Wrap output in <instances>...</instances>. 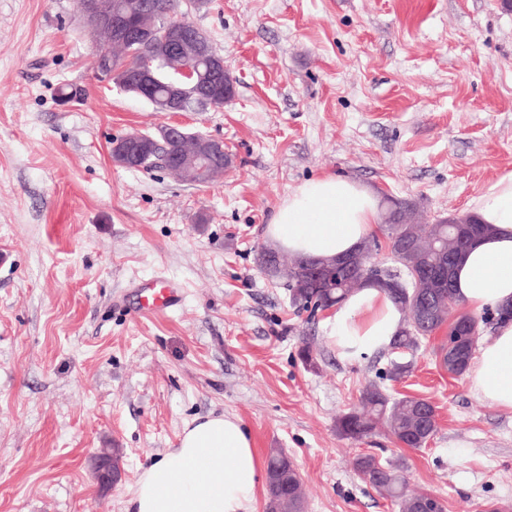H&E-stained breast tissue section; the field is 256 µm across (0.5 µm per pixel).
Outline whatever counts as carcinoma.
I'll return each instance as SVG.
<instances>
[{"mask_svg": "<svg viewBox=\"0 0 512 512\" xmlns=\"http://www.w3.org/2000/svg\"><path fill=\"white\" fill-rule=\"evenodd\" d=\"M148 2L155 5L170 21L180 20L179 0ZM410 208L412 205L403 200L391 201L386 223L381 225L388 249L394 251L402 240L410 239L421 250V257L426 261L435 260L440 249L449 248L456 256L455 261L448 263V287L437 296L424 300L422 308L414 307L401 295H391L406 314L403 327L391 342V346L414 354L423 340L427 339V335L444 325L448 326L450 332L459 328L474 330L478 334L482 332L481 324L484 320L459 309L460 301L454 293V273L465 252L476 240L490 233L491 227L478 223L472 216L466 218L464 224L454 228L443 219L434 224H414L409 228L396 223L397 216ZM282 286L287 288L292 305L299 311H307L313 305L320 309L337 306L354 293L352 288H313L298 274L291 276ZM435 310L448 311L451 321L446 323L435 318ZM473 355L474 348L467 337L455 348L450 349L444 345L436 353L439 363L449 374L455 376L466 372ZM380 425L404 447L422 448L437 431V409L431 401L424 398L393 401L381 387L370 384L360 391L358 406L338 417L336 430L342 438L358 441L374 432ZM356 467L380 496L398 503L400 512H413L415 503L424 497L422 493H408L407 478L399 467L384 464L373 455L358 457ZM267 475V512H303L305 501L301 493L300 473L282 449L270 450Z\"/></svg>", "mask_w": 512, "mask_h": 512, "instance_id": "obj_1", "label": "carcinoma"}]
</instances>
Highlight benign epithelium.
Here are the masks:
<instances>
[{"label":"benign epithelium","instance_id":"benign-epithelium-1","mask_svg":"<svg viewBox=\"0 0 512 512\" xmlns=\"http://www.w3.org/2000/svg\"><path fill=\"white\" fill-rule=\"evenodd\" d=\"M81 12L87 26L95 31H108L115 43L137 42L151 61L134 68L127 60L111 55L100 58L99 74L119 89L133 93L149 102L161 112H187L193 100L205 109H220L233 94L232 78L224 70V58L209 48L199 36V31L190 27H163L154 9L147 7L145 0H81ZM172 70L176 77L158 90L159 81L154 75L152 63ZM154 139L144 133L135 132L114 140L111 149L113 163L129 166V149L146 148ZM198 154L168 151L165 169L181 167L193 169L197 163L210 171H224L233 163L224 155V140L211 136H200L197 140ZM400 248L409 256L414 278L410 281L416 300H423L448 287V278L442 268L432 269L421 262L414 252V245L404 241ZM385 255L375 241L363 243L351 258L308 260L301 262L300 271L308 279L320 283L327 277L344 271L348 282L361 286L376 285L402 292L404 284L399 279L385 276L381 268ZM95 477L102 487H109L117 480L118 473L112 460V452L104 448L97 455Z\"/></svg>","mask_w":512,"mask_h":512}]
</instances>
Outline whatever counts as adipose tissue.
Segmentation results:
<instances>
[{
  "mask_svg": "<svg viewBox=\"0 0 512 512\" xmlns=\"http://www.w3.org/2000/svg\"><path fill=\"white\" fill-rule=\"evenodd\" d=\"M473 213L491 233L458 267L456 293L479 312L512 304V173L493 182ZM379 221L375 194L362 183L333 175L308 180L283 199L265 229L276 247L302 258L354 253ZM403 313L376 288L353 293L336 310L330 338L339 358L355 361L385 350ZM471 390L484 402L512 410V323L481 342L468 370ZM264 467L241 419L200 417L183 429L178 446L144 468L130 500L132 512H246Z\"/></svg>",
  "mask_w": 512,
  "mask_h": 512,
  "instance_id": "obj_1",
  "label": "adipose tissue"
}]
</instances>
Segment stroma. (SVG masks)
Returning a JSON list of instances; mask_svg holds the SVG:
<instances>
[{
	"label": "stroma",
	"instance_id": "obj_1",
	"mask_svg": "<svg viewBox=\"0 0 512 512\" xmlns=\"http://www.w3.org/2000/svg\"><path fill=\"white\" fill-rule=\"evenodd\" d=\"M187 19L234 80L221 109L171 114L97 75L78 0H0V512H127L137 478L196 417L233 415L259 458L285 449L305 512H398L355 468L402 467L446 512L512 507V410L443 369L430 336L352 362L327 314L299 313L255 250L288 193L339 175L468 213L512 172V9L502 0H210ZM177 121L223 139L233 168L197 187L111 159L114 138ZM164 279L177 308L138 312ZM310 344L316 368L298 351ZM428 399L438 428L405 448L336 419L370 383ZM123 451L109 491L94 454Z\"/></svg>",
	"mask_w": 512,
	"mask_h": 512
}]
</instances>
